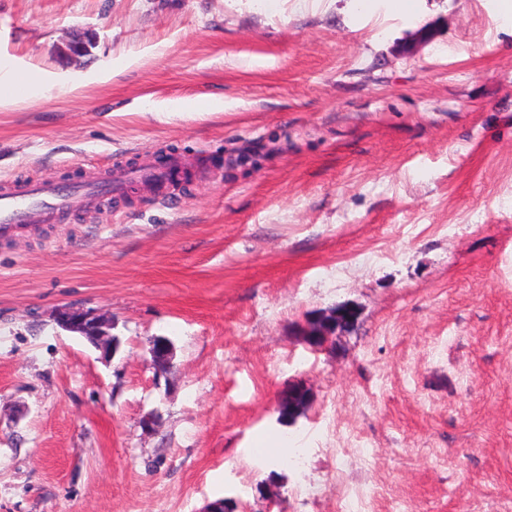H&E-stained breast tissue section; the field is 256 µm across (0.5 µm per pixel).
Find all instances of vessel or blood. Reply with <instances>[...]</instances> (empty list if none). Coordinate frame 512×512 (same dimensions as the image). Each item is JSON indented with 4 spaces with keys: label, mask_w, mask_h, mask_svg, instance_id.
<instances>
[{
    "label": "vessel or blood",
    "mask_w": 512,
    "mask_h": 512,
    "mask_svg": "<svg viewBox=\"0 0 512 512\" xmlns=\"http://www.w3.org/2000/svg\"><path fill=\"white\" fill-rule=\"evenodd\" d=\"M183 168L175 157L162 164L152 162L123 172L105 170L101 178L60 187L54 181L42 180L22 185L0 187V239L12 235L22 221L56 223L61 217L78 211L93 201L111 195L113 188L129 180L150 177L166 184Z\"/></svg>",
    "instance_id": "b4317fda"
}]
</instances>
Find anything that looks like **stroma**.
Instances as JSON below:
<instances>
[{
    "mask_svg": "<svg viewBox=\"0 0 512 512\" xmlns=\"http://www.w3.org/2000/svg\"><path fill=\"white\" fill-rule=\"evenodd\" d=\"M9 75L30 91L0 103V181L172 154L190 179L0 243V512H336L339 470L373 512H512L498 0H0ZM62 306L111 314L116 358ZM310 431L301 502L253 451ZM150 362L159 373H167L172 364L173 344L165 337H156L150 342Z\"/></svg>",
    "mask_w": 512,
    "mask_h": 512,
    "instance_id": "stroma-1",
    "label": "stroma"
}]
</instances>
